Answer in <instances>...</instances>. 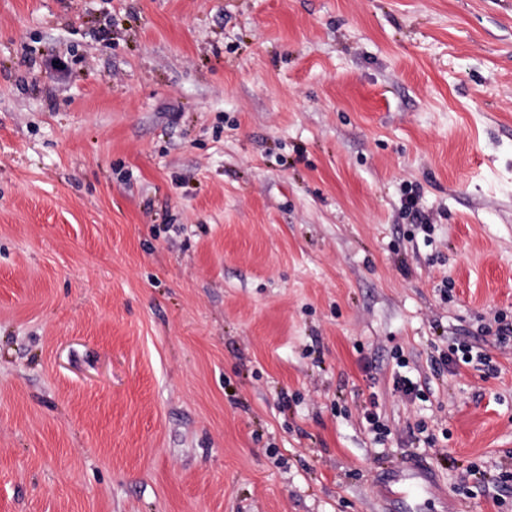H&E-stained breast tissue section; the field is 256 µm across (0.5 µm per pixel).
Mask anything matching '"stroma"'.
Instances as JSON below:
<instances>
[{"mask_svg":"<svg viewBox=\"0 0 512 512\" xmlns=\"http://www.w3.org/2000/svg\"><path fill=\"white\" fill-rule=\"evenodd\" d=\"M498 316L512 0H0V512H512Z\"/></svg>","mask_w":512,"mask_h":512,"instance_id":"obj_1","label":"stroma"}]
</instances>
